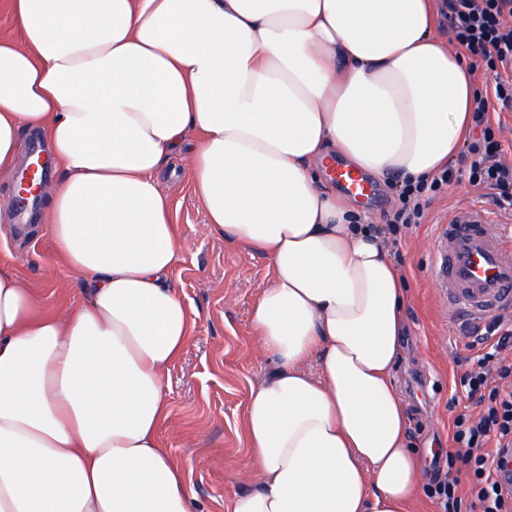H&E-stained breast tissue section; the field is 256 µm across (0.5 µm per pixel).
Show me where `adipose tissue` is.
I'll use <instances>...</instances> for the list:
<instances>
[{"mask_svg": "<svg viewBox=\"0 0 512 512\" xmlns=\"http://www.w3.org/2000/svg\"><path fill=\"white\" fill-rule=\"evenodd\" d=\"M0 178L23 132L61 178L47 229L84 284L42 312L0 267V512H193L161 432L191 335L160 175L182 154L210 233L263 256L250 322L268 366L227 512H413L424 463L394 387L409 302L352 224L329 159L418 179L453 160L473 79L432 0H12Z\"/></svg>", "mask_w": 512, "mask_h": 512, "instance_id": "adipose-tissue-1", "label": "adipose tissue"}]
</instances>
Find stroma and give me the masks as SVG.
I'll list each match as a JSON object with an SVG mask.
<instances>
[{"label": "stroma", "instance_id": "35a3bbf8", "mask_svg": "<svg viewBox=\"0 0 512 512\" xmlns=\"http://www.w3.org/2000/svg\"><path fill=\"white\" fill-rule=\"evenodd\" d=\"M182 167L181 157L169 158L162 185L172 201L182 256L171 283L191 311L194 330L169 374L170 420L162 439L185 470L199 512H226L229 497L246 486L241 473L249 452L242 419L265 364L255 347L250 310L268 268L264 257L206 232L204 207ZM488 201L482 187L459 176L437 195L423 223L400 229L391 245L409 295V333L394 381L409 411L411 445L425 461L426 512H440L432 487L448 475L453 420L468 404L459 379L476 341L445 311L431 286L430 239L452 207ZM46 216L42 193L27 213L11 211L8 221L17 230L0 239V263L13 268L51 310L79 304L83 295L80 278L57 257Z\"/></svg>", "mask_w": 512, "mask_h": 512}]
</instances>
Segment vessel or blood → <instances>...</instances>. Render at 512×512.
Segmentation results:
<instances>
[{"mask_svg": "<svg viewBox=\"0 0 512 512\" xmlns=\"http://www.w3.org/2000/svg\"><path fill=\"white\" fill-rule=\"evenodd\" d=\"M337 183L367 195L361 175L334 165ZM431 279L451 315L484 318L512 309V237L503 235L485 208L461 206L440 224L431 243Z\"/></svg>", "mask_w": 512, "mask_h": 512, "instance_id": "obj_1", "label": "vessel or blood"}]
</instances>
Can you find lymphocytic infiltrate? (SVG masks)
Returning a JSON list of instances; mask_svg holds the SVG:
<instances>
[{
  "label": "lymphocytic infiltrate",
  "instance_id": "1",
  "mask_svg": "<svg viewBox=\"0 0 512 512\" xmlns=\"http://www.w3.org/2000/svg\"><path fill=\"white\" fill-rule=\"evenodd\" d=\"M512 0H448L445 18L461 56L470 69L482 71L490 90L476 91L472 123L480 134L459 159L471 183L489 190L501 210L512 211V162L488 112L491 102L512 108V24L503 18ZM455 177L444 168L417 184H405L400 207L387 214L391 231L419 224L437 192ZM484 346L471 357L460 379L477 413L460 412L454 419V450L448 455L455 477L435 490L442 512H512V318L500 314L485 326Z\"/></svg>",
  "mask_w": 512,
  "mask_h": 512
}]
</instances>
